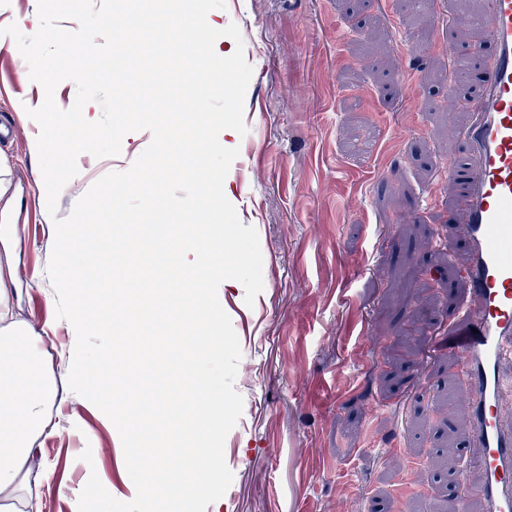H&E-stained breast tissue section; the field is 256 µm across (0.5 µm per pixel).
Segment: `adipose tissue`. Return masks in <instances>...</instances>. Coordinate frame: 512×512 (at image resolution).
Wrapping results in <instances>:
<instances>
[{
  "label": "adipose tissue",
  "instance_id": "adipose-tissue-1",
  "mask_svg": "<svg viewBox=\"0 0 512 512\" xmlns=\"http://www.w3.org/2000/svg\"><path fill=\"white\" fill-rule=\"evenodd\" d=\"M16 227L0 226V512H42L51 471L36 445L54 426L49 409L58 399L48 368L49 327L15 318L8 276L14 275Z\"/></svg>",
  "mask_w": 512,
  "mask_h": 512
}]
</instances>
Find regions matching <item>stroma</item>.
Listing matches in <instances>:
<instances>
[{"mask_svg":"<svg viewBox=\"0 0 512 512\" xmlns=\"http://www.w3.org/2000/svg\"><path fill=\"white\" fill-rule=\"evenodd\" d=\"M407 4L234 0L208 15L213 28L238 25L253 68L248 132L219 139L240 150L224 193L258 231L264 280L251 306L237 281L217 291L240 314L232 325L244 409L225 442L233 482L216 512H436L446 478L429 464L434 436L458 439L468 422L465 391L448 380L444 333L465 300V248L453 241L445 258L433 239L447 233L458 191L438 171L456 159L470 114L445 90L463 77L478 85L480 73L453 68L441 26L410 28ZM372 20L370 41L362 30ZM43 92L15 41L1 43L0 116L11 131L0 143L8 168L0 225L18 227L13 306L52 323L46 350L59 390L56 431L39 441L53 467L43 512H78L90 475L122 501L136 488L112 422L67 385L76 338L56 317L47 275L53 220L100 177L127 169L151 134L128 133L116 157L80 155L49 216L40 127L27 114ZM429 190L435 206L417 211ZM343 284L352 305L337 299ZM417 380L440 399L412 397ZM87 448L97 460L92 473L79 459Z\"/></svg>","mask_w":512,"mask_h":512,"instance_id":"35a3bbf8","label":"stroma"}]
</instances>
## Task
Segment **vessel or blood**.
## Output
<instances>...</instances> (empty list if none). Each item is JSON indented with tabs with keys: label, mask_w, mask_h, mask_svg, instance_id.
Wrapping results in <instances>:
<instances>
[{
	"label": "vessel or blood",
	"mask_w": 512,
	"mask_h": 512,
	"mask_svg": "<svg viewBox=\"0 0 512 512\" xmlns=\"http://www.w3.org/2000/svg\"><path fill=\"white\" fill-rule=\"evenodd\" d=\"M480 27L491 55L447 30L449 53L468 50L483 81L449 85V98L468 107L462 156L442 178L465 179L453 231L467 256L460 272L466 302L448 319L449 346L466 386L468 428L454 452L473 459L474 477L454 485L459 512H512V0H485Z\"/></svg>",
	"instance_id": "1"
}]
</instances>
